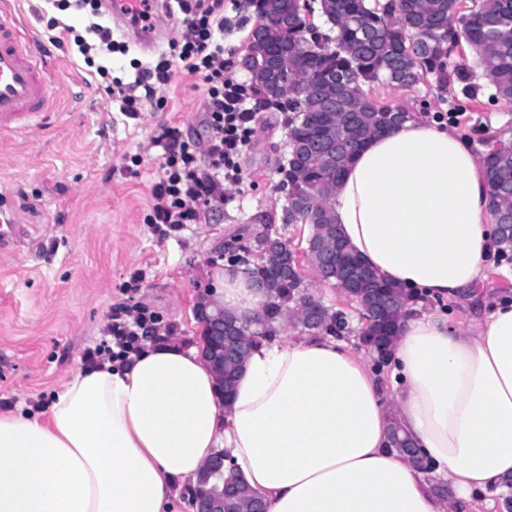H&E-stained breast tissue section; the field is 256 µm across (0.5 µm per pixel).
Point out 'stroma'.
Segmentation results:
<instances>
[{"label":"stroma","mask_w":512,"mask_h":512,"mask_svg":"<svg viewBox=\"0 0 512 512\" xmlns=\"http://www.w3.org/2000/svg\"><path fill=\"white\" fill-rule=\"evenodd\" d=\"M227 73L243 81L241 65L256 23L245 0H224ZM59 20L51 28V20ZM18 23L30 48L51 57L52 111L38 124L0 135V208L19 230L0 247V412L37 413L70 373L84 369V353L109 336L113 309L146 308L156 318L147 340L195 345L201 327L194 306L218 293L217 279L229 264L228 243L252 247L272 232L296 252L310 294L343 312L351 346L363 326L356 305L321 281L304 252L308 227L284 221L287 205L279 168L288 156L286 113L258 104L253 133L240 160L239 183L207 207L196 224H153L151 188L161 174L162 145L169 132L196 141L204 131L207 94L202 81L178 76L163 88L165 108L142 100L137 118L119 110L108 94L110 78L131 81L136 65L155 63L171 43L182 41L181 15L170 16L159 52L129 43L108 60L109 77L85 62L73 32L89 23L76 8L62 11L52 0H0V22ZM463 75L437 90L427 78L410 88L375 83L380 105L400 106L436 118L454 112L451 129L483 155L512 140V103L496 100L469 48L452 55ZM478 300L444 304L449 318L469 324L485 300L512 293V255L492 253Z\"/></svg>","instance_id":"1"}]
</instances>
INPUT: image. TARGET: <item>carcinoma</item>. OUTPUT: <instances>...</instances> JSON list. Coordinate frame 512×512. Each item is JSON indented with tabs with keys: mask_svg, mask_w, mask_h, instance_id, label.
I'll use <instances>...</instances> for the list:
<instances>
[{
	"mask_svg": "<svg viewBox=\"0 0 512 512\" xmlns=\"http://www.w3.org/2000/svg\"><path fill=\"white\" fill-rule=\"evenodd\" d=\"M318 7L329 25L331 40L316 56H301L288 68V96L276 92L259 72L251 84L270 106L288 113L291 153L280 168L282 181L294 186L288 209L297 212V223L310 226L309 235L324 243L327 229L336 242L342 237L330 207L345 167L352 162L375 130L388 121L392 107L376 104L366 86L379 80L411 88L427 75L435 76L437 87L448 85L458 73L451 67V55L465 41L483 68L482 76L494 89L495 98L512 103V0H472L468 10L459 0H397L395 7L368 4V0H323ZM308 24L301 15L288 21L283 32L288 45L305 47L310 42ZM334 95L341 111L358 116L357 130L348 128L345 118L335 115L331 132L336 138V162L307 160L306 145L320 134L321 94ZM489 186L488 209L499 217L498 251L512 253V216L506 214L502 191L512 190V142L493 147L481 160ZM251 275L269 281L267 320L262 331L255 322L238 321L233 314L224 319L237 323L244 336L263 338L274 332L273 323L287 320L288 311L305 297L304 280H288L264 266H250ZM367 288L380 287L391 301L390 319L409 306L404 288L383 280L371 269L364 270Z\"/></svg>",
	"mask_w": 512,
	"mask_h": 512,
	"instance_id": "cac0c4a2",
	"label": "carcinoma"
}]
</instances>
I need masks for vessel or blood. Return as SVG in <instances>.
Returning <instances> with one entry per match:
<instances>
[{
    "label": "vessel or blood",
    "mask_w": 512,
    "mask_h": 512,
    "mask_svg": "<svg viewBox=\"0 0 512 512\" xmlns=\"http://www.w3.org/2000/svg\"><path fill=\"white\" fill-rule=\"evenodd\" d=\"M112 22L133 33L143 49L157 46L163 36L161 16L153 15V0H106ZM150 13L146 24L134 15ZM47 62L30 51L18 25L0 24V129L19 121H33L50 107Z\"/></svg>",
    "instance_id": "vessel-or-blood-1"
}]
</instances>
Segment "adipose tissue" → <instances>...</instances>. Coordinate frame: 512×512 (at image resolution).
<instances>
[{"label":"adipose tissue","mask_w":512,"mask_h":512,"mask_svg":"<svg viewBox=\"0 0 512 512\" xmlns=\"http://www.w3.org/2000/svg\"><path fill=\"white\" fill-rule=\"evenodd\" d=\"M370 269L416 302L387 374L329 333L253 348L223 402L197 347L147 344L65 378L45 411L0 412V512H176L210 454L229 455L268 512H480L512 476V299L462 327L426 300L474 295L497 248L468 143L416 117L372 137L331 199ZM237 317L264 299L225 272ZM398 422L430 463L388 446ZM455 493L446 504L429 476Z\"/></svg>","instance_id":"ef3b65f1"}]
</instances>
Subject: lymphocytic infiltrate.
<instances>
[{
	"mask_svg": "<svg viewBox=\"0 0 512 512\" xmlns=\"http://www.w3.org/2000/svg\"><path fill=\"white\" fill-rule=\"evenodd\" d=\"M182 15L188 33L181 43L172 45L170 57L152 67H140L132 82L118 87L120 109L136 116L137 89L146 98H155L159 88L168 85L175 73L196 76L207 90L204 124L209 136L204 145L169 141L163 148L162 174L153 185L152 223L193 224L198 209L211 199L224 195L225 184L240 179V157L250 141L254 110L249 105L253 94L247 84L224 73V0H171ZM150 320L139 314L127 318L112 316V341L87 350L91 362L119 354L127 356L139 349L142 336L150 331Z\"/></svg>",
	"mask_w": 512,
	"mask_h": 512,
	"instance_id": "obj_1",
	"label": "lymphocytic infiltrate"
}]
</instances>
